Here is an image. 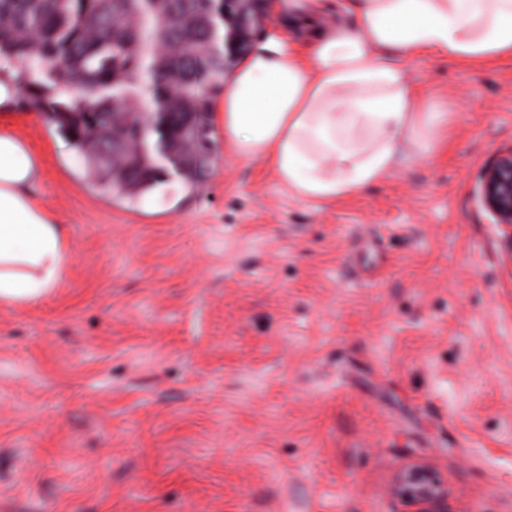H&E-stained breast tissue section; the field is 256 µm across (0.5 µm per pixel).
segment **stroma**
Wrapping results in <instances>:
<instances>
[{"label": "stroma", "instance_id": "stroma-1", "mask_svg": "<svg viewBox=\"0 0 512 512\" xmlns=\"http://www.w3.org/2000/svg\"><path fill=\"white\" fill-rule=\"evenodd\" d=\"M448 142L357 197L289 196L205 112L193 179L94 186L46 113L57 288L0 305V512H391L406 462L454 512H512V228L481 174L512 149V58L406 60Z\"/></svg>", "mask_w": 512, "mask_h": 512}]
</instances>
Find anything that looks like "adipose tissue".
Here are the masks:
<instances>
[{"label":"adipose tissue","mask_w":512,"mask_h":512,"mask_svg":"<svg viewBox=\"0 0 512 512\" xmlns=\"http://www.w3.org/2000/svg\"><path fill=\"white\" fill-rule=\"evenodd\" d=\"M272 0L211 110L231 156L263 160L304 202L359 195L401 159L425 160L448 115L407 82L402 59L484 64L512 55V0ZM43 157L0 129V303L38 302L69 260L62 226L30 193Z\"/></svg>","instance_id":"1"}]
</instances>
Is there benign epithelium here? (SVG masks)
<instances>
[{
	"instance_id": "1",
	"label": "benign epithelium",
	"mask_w": 512,
	"mask_h": 512,
	"mask_svg": "<svg viewBox=\"0 0 512 512\" xmlns=\"http://www.w3.org/2000/svg\"><path fill=\"white\" fill-rule=\"evenodd\" d=\"M197 0H185L178 23L187 30L200 26H210L212 19L220 17L227 22L225 46L233 51L245 44L239 38L235 27L248 30L252 22L259 19L256 0H207L209 9L200 11ZM143 125L154 121L156 113L145 107L135 98L127 100L125 106L106 117L111 127L112 151H123L128 155L148 152L160 165H172L179 159V152L189 144L193 129L197 128V115L181 112L176 132L161 140L142 139L134 144L127 139L126 128L132 118ZM481 196L484 206L491 211L497 223L512 227V150L500 154L495 162L487 167L481 178ZM390 495L402 503L404 512H452L448 504V487L435 469L421 462L404 465L395 475Z\"/></svg>"
}]
</instances>
